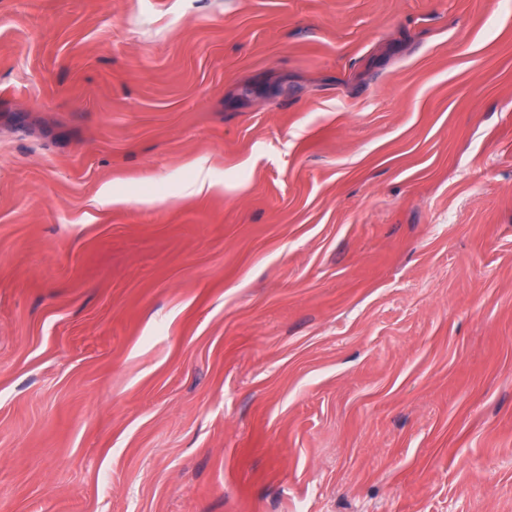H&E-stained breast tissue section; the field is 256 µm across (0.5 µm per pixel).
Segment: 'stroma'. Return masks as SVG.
<instances>
[{"mask_svg": "<svg viewBox=\"0 0 512 512\" xmlns=\"http://www.w3.org/2000/svg\"><path fill=\"white\" fill-rule=\"evenodd\" d=\"M0 512H512V0H0Z\"/></svg>", "mask_w": 512, "mask_h": 512, "instance_id": "stroma-1", "label": "stroma"}]
</instances>
